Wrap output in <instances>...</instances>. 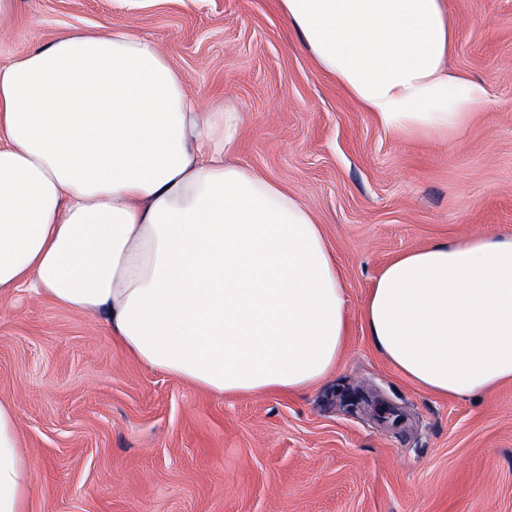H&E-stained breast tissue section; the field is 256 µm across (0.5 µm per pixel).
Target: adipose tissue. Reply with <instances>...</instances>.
<instances>
[{"mask_svg":"<svg viewBox=\"0 0 512 512\" xmlns=\"http://www.w3.org/2000/svg\"><path fill=\"white\" fill-rule=\"evenodd\" d=\"M318 68L385 131L448 139L488 104L448 70L447 0H278ZM234 112H203L158 45L72 32L0 66V297L101 317L148 368L223 397L294 394L336 367L348 298L314 213L229 162ZM374 346L434 394L512 382V237L390 260L362 310ZM33 469L0 400V512Z\"/></svg>","mask_w":512,"mask_h":512,"instance_id":"obj_1","label":"adipose tissue"}]
</instances>
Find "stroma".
<instances>
[{"mask_svg":"<svg viewBox=\"0 0 512 512\" xmlns=\"http://www.w3.org/2000/svg\"><path fill=\"white\" fill-rule=\"evenodd\" d=\"M450 70L489 103L448 140H403L322 73L278 0H16L0 65L72 31L155 41L205 109L241 115L234 159L295 192L336 254L348 332L295 395L220 397L150 369L105 322L0 299V400L34 468L28 512H512V382L415 387L362 309L399 254L512 236V0H448Z\"/></svg>","mask_w":512,"mask_h":512,"instance_id":"1","label":"stroma"}]
</instances>
